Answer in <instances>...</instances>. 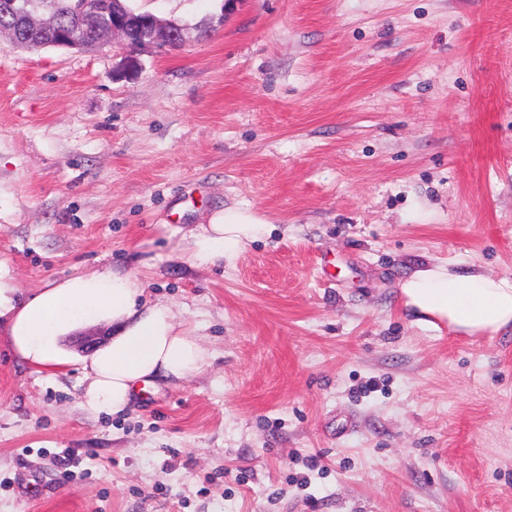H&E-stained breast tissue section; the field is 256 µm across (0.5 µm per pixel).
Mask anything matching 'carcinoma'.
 Listing matches in <instances>:
<instances>
[{
  "label": "carcinoma",
  "mask_w": 512,
  "mask_h": 512,
  "mask_svg": "<svg viewBox=\"0 0 512 512\" xmlns=\"http://www.w3.org/2000/svg\"><path fill=\"white\" fill-rule=\"evenodd\" d=\"M76 0H0V27L15 32L16 43L28 50L40 49L56 35L53 28L35 27L29 12L53 18L73 39L90 45L99 37L103 20L75 12Z\"/></svg>",
  "instance_id": "1"
}]
</instances>
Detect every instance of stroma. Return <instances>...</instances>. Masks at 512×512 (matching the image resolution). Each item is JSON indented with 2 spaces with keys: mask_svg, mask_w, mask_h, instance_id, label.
<instances>
[{
  "mask_svg": "<svg viewBox=\"0 0 512 512\" xmlns=\"http://www.w3.org/2000/svg\"><path fill=\"white\" fill-rule=\"evenodd\" d=\"M129 4L185 43L0 38V261L22 299L135 272L206 364L94 416L111 326L59 374L0 335V512H512V329L400 297L425 264L512 276V0ZM226 208L269 233L193 261Z\"/></svg>",
  "mask_w": 512,
  "mask_h": 512,
  "instance_id": "35a3bbf8",
  "label": "stroma"
}]
</instances>
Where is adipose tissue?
<instances>
[{
  "label": "adipose tissue",
  "mask_w": 512,
  "mask_h": 512,
  "mask_svg": "<svg viewBox=\"0 0 512 512\" xmlns=\"http://www.w3.org/2000/svg\"><path fill=\"white\" fill-rule=\"evenodd\" d=\"M267 226L245 209L212 215L191 234L202 262L234 255ZM143 287L130 272L109 267L49 282L20 300L0 263V331L27 365L53 373L70 363L60 339L91 324H107L111 339L83 360L81 407L91 414L120 412L139 386L182 380L202 370L206 352L194 327L177 322L164 302H141ZM405 309L422 327L447 324L462 336H493L512 325V277L466 274L443 265L416 270L401 285Z\"/></svg>",
  "instance_id": "ef3b65f1"
}]
</instances>
